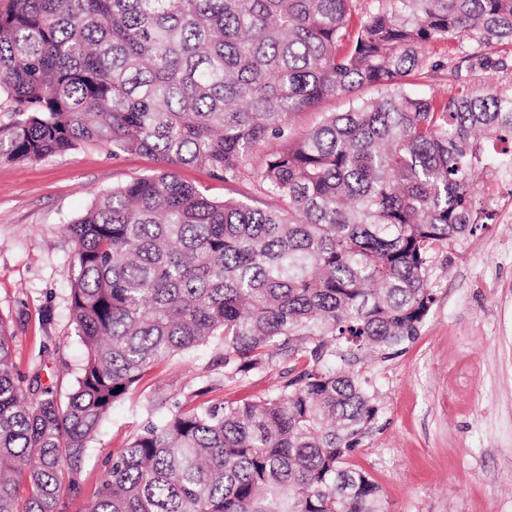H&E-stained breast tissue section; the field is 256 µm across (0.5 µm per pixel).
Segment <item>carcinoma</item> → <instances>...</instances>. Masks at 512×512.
Here are the masks:
<instances>
[{
	"instance_id": "carcinoma-1",
	"label": "carcinoma",
	"mask_w": 512,
	"mask_h": 512,
	"mask_svg": "<svg viewBox=\"0 0 512 512\" xmlns=\"http://www.w3.org/2000/svg\"><path fill=\"white\" fill-rule=\"evenodd\" d=\"M445 68L453 94L413 90ZM509 68L512 0H0V159L97 145L161 167L65 228L83 346L66 396L18 373L0 318V512H69L112 406L215 339L225 374L283 354L287 380L193 391L112 455L85 512H383L347 462L379 401L333 358L414 340L437 255L493 219L478 196L512 179V94L469 81ZM177 167L259 199L214 200ZM348 108V102L341 97L325 99L318 110L302 112L293 118V128L298 133H303L313 127L319 120V112H344Z\"/></svg>"
}]
</instances>
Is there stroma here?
<instances>
[{
    "mask_svg": "<svg viewBox=\"0 0 512 512\" xmlns=\"http://www.w3.org/2000/svg\"><path fill=\"white\" fill-rule=\"evenodd\" d=\"M154 160L86 146L37 163L0 160V315L9 319L15 363L66 393L63 367L83 347L68 312L73 244L65 226L95 195L150 173ZM496 218L478 237L439 254L435 303L413 341L344 367L374 389L380 418L349 462L380 487L385 512H512V183L493 200ZM286 356L245 378L224 375L217 343L162 361L116 403L85 464L72 503L83 512L99 477L161 399L249 398L279 384Z\"/></svg>",
    "mask_w": 512,
    "mask_h": 512,
    "instance_id": "obj_1",
    "label": "stroma"
}]
</instances>
